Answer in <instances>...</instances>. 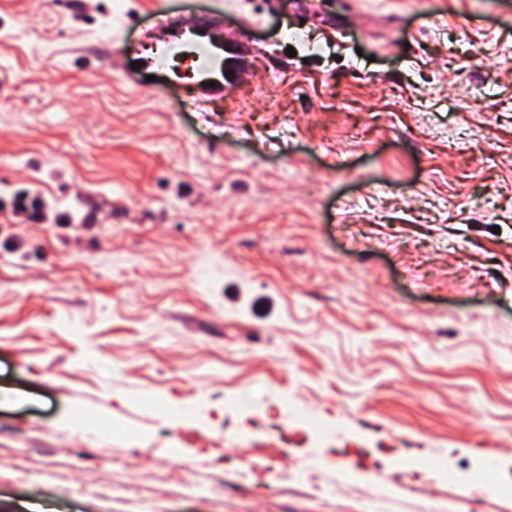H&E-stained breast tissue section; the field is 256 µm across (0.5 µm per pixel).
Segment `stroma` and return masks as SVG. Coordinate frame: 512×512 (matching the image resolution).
I'll return each instance as SVG.
<instances>
[{"label":"stroma","instance_id":"1","mask_svg":"<svg viewBox=\"0 0 512 512\" xmlns=\"http://www.w3.org/2000/svg\"><path fill=\"white\" fill-rule=\"evenodd\" d=\"M171 6L0 0V512H512V0ZM176 16L159 27L154 36L170 44L174 56L188 57L189 65L194 63L192 74L198 99L205 100L224 94V81L235 75V70L227 67L224 52V27L219 20L198 21L197 24H184L183 11L174 10ZM215 81L214 87H207ZM206 82V86L202 83Z\"/></svg>","mask_w":512,"mask_h":512}]
</instances>
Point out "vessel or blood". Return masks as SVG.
<instances>
[{
  "label": "vessel or blood",
  "instance_id": "obj_1",
  "mask_svg": "<svg viewBox=\"0 0 512 512\" xmlns=\"http://www.w3.org/2000/svg\"><path fill=\"white\" fill-rule=\"evenodd\" d=\"M156 35L167 41L176 55L193 63L198 99L223 95L224 82L233 77L234 71L224 59V28L219 21L188 24L177 15L159 27Z\"/></svg>",
  "mask_w": 512,
  "mask_h": 512
}]
</instances>
